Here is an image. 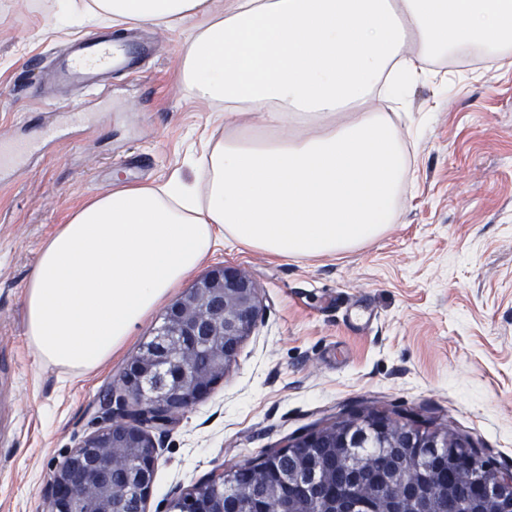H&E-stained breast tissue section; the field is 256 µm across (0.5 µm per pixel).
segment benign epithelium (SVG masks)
Segmentation results:
<instances>
[{"label": "benign epithelium", "mask_w": 512, "mask_h": 512, "mask_svg": "<svg viewBox=\"0 0 512 512\" xmlns=\"http://www.w3.org/2000/svg\"><path fill=\"white\" fill-rule=\"evenodd\" d=\"M261 301L255 282L236 266L224 264L197 280L166 310L152 340L129 362L108 391L102 410L104 426L87 436L55 468L46 496V512H123L126 499L148 500L157 463V442L149 433L165 431L193 404L203 400L236 361L241 343L256 326ZM368 438L377 448H406L425 461L437 448L448 457L472 463L475 443L445 429H430L413 420H401L386 411H369L337 418L294 438L284 448L268 451L269 458L286 461L304 455L306 448H358ZM367 464L360 455L342 456L345 480L354 483L357 470ZM254 468L247 461L213 479L226 484L224 495L211 502L210 512H275L282 492L288 490L319 501L342 496L347 484L332 487L314 467L283 468L272 477L255 473L258 487L248 502L241 501L233 475ZM479 475L471 494L494 500L501 512H512V472ZM379 479L411 492L414 470L380 473ZM200 492L175 495L167 512H202Z\"/></svg>", "instance_id": "benign-epithelium-1"}]
</instances>
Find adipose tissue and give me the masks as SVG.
Returning <instances> with one entry per match:
<instances>
[{
    "mask_svg": "<svg viewBox=\"0 0 512 512\" xmlns=\"http://www.w3.org/2000/svg\"><path fill=\"white\" fill-rule=\"evenodd\" d=\"M61 19L185 21L180 75L205 101L254 112L260 132L224 134L195 180L92 196L43 244L25 285L39 359L85 375L225 240L278 257L362 247L387 229L408 170L377 89L400 96L422 70L409 53L512 43V0H58ZM297 127L292 136L280 128Z\"/></svg>",
    "mask_w": 512,
    "mask_h": 512,
    "instance_id": "1",
    "label": "adipose tissue"
}]
</instances>
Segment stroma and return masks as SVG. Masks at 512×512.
I'll return each instance as SVG.
<instances>
[{
	"mask_svg": "<svg viewBox=\"0 0 512 512\" xmlns=\"http://www.w3.org/2000/svg\"><path fill=\"white\" fill-rule=\"evenodd\" d=\"M54 9L0 0V139L58 119L41 86L83 30L48 29ZM192 28L148 26L155 49L139 74H114L103 98L63 93L85 124L61 125L27 167L0 175V512H43L55 464L102 427L103 395L164 314L91 374L40 362L24 284L42 243L91 195L193 178L211 132L257 123L201 103L181 81ZM453 61L433 58L393 116L410 169L379 239L317 259H272L230 240L197 269H242L261 314L223 380L161 436L146 512L366 407L470 437L512 471V45L478 70Z\"/></svg>",
	"mask_w": 512,
	"mask_h": 512,
	"instance_id": "35a3bbf8",
	"label": "stroma"
}]
</instances>
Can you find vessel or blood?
Segmentation results:
<instances>
[{"label":"vessel or blood","mask_w":512,"mask_h":512,"mask_svg":"<svg viewBox=\"0 0 512 512\" xmlns=\"http://www.w3.org/2000/svg\"><path fill=\"white\" fill-rule=\"evenodd\" d=\"M135 47L121 38L92 35L74 40L56 66L57 78L84 89L106 93L114 71H129L135 65ZM58 136L55 123H46L22 146L0 143V171L20 165L25 158L41 152Z\"/></svg>","instance_id":"1"}]
</instances>
